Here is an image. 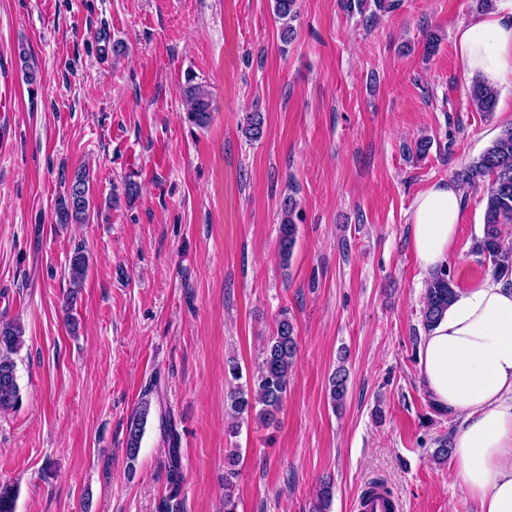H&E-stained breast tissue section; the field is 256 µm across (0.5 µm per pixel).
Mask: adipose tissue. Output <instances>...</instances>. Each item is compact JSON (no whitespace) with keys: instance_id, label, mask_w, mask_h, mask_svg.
Masks as SVG:
<instances>
[{"instance_id":"adipose-tissue-1","label":"adipose tissue","mask_w":512,"mask_h":512,"mask_svg":"<svg viewBox=\"0 0 512 512\" xmlns=\"http://www.w3.org/2000/svg\"><path fill=\"white\" fill-rule=\"evenodd\" d=\"M463 69L496 85L512 78V0L455 31ZM464 190L442 180L415 199L411 246L423 271L458 246ZM423 387L456 422L453 479L480 512H512V281L489 274L458 291L418 351Z\"/></svg>"}]
</instances>
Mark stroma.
I'll return each mask as SVG.
<instances>
[{
	"instance_id": "1",
	"label": "stroma",
	"mask_w": 512,
	"mask_h": 512,
	"mask_svg": "<svg viewBox=\"0 0 512 512\" xmlns=\"http://www.w3.org/2000/svg\"><path fill=\"white\" fill-rule=\"evenodd\" d=\"M367 3L371 23L342 0H298L285 43L271 0H0V95L12 101L0 112V322L24 329L21 402L0 414V484L18 486L15 512H161L171 425L183 512H220L229 448L241 451L238 512H310L325 476L331 512H357L372 478L400 512H479L452 463L432 457L455 423L420 380L429 275L408 218L421 192L512 125V79L496 112L470 108L454 32L476 0ZM430 30L441 42L429 56ZM190 81L211 93L207 126L187 119ZM254 111L257 141L243 130ZM86 166L94 214L56 223ZM129 175L141 186L132 199ZM288 195L301 219L284 265ZM483 210L481 190L468 191L463 249L449 260L461 289L491 270L470 250ZM78 249L89 270L68 313ZM284 311L299 351L279 423L251 419L230 436L225 364L251 375ZM340 365L336 411L328 380ZM146 392L130 470L127 419ZM297 201L294 196H286L281 203V221L279 224L278 250L282 264H288L297 243L298 225L295 222ZM328 394L333 409L342 407L347 396L348 374L343 366H338L329 377Z\"/></svg>"
}]
</instances>
